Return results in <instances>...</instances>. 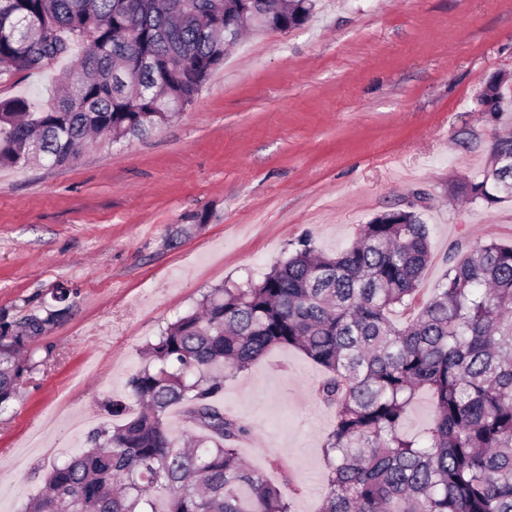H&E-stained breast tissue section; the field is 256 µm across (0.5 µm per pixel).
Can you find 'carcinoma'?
I'll return each instance as SVG.
<instances>
[{"instance_id":"1","label":"carcinoma","mask_w":512,"mask_h":512,"mask_svg":"<svg viewBox=\"0 0 512 512\" xmlns=\"http://www.w3.org/2000/svg\"><path fill=\"white\" fill-rule=\"evenodd\" d=\"M315 0H0V73L69 58L71 81L48 108L0 100V166L70 164L93 137L143 136L194 101L230 47L221 28L283 31ZM81 54L74 56V48ZM496 73L475 111L501 127L486 167L448 193L488 206L512 200V92ZM429 228L410 204L362 225L337 254L300 238L260 278L213 288L198 309L146 345V364L112 400L125 420L89 432L53 464L26 512H293L299 492L250 468L252 427L217 405L224 382L271 349L318 365L316 398L336 425L323 444L319 512H512V241H459L431 296ZM71 289L40 315H0V411L46 365L29 350L69 311ZM430 427L402 422L421 390ZM181 411L185 433L168 425Z\"/></svg>"}]
</instances>
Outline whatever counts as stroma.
<instances>
[{
	"label": "stroma",
	"mask_w": 512,
	"mask_h": 512,
	"mask_svg": "<svg viewBox=\"0 0 512 512\" xmlns=\"http://www.w3.org/2000/svg\"><path fill=\"white\" fill-rule=\"evenodd\" d=\"M69 61L0 76V100L45 106ZM512 77V0H316L302 25L250 34L194 102L144 137L98 141L65 167L0 168V313L68 314L34 343L53 358L0 412V512H24L43 474L111 422L110 401L167 326L227 282L260 275L311 237L328 254L362 224L414 205L430 228L426 300L456 241L512 240V202L448 198L485 166L495 128L473 100ZM322 373L277 349L224 384L252 428L242 455L300 484L318 512L335 421Z\"/></svg>",
	"instance_id": "35a3bbf8"
}]
</instances>
